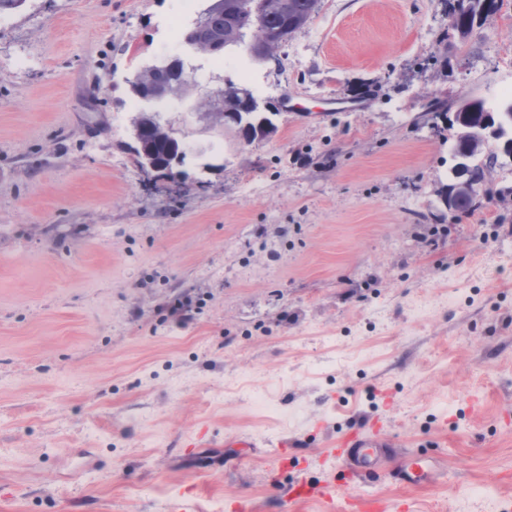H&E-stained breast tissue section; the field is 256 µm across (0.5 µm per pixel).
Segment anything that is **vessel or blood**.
Listing matches in <instances>:
<instances>
[{
    "instance_id": "vessel-or-blood-1",
    "label": "vessel or blood",
    "mask_w": 512,
    "mask_h": 512,
    "mask_svg": "<svg viewBox=\"0 0 512 512\" xmlns=\"http://www.w3.org/2000/svg\"><path fill=\"white\" fill-rule=\"evenodd\" d=\"M335 454L343 459L348 477L363 482L386 471L399 485L420 488L433 485L439 476L436 456L419 453L399 455L395 440L379 434L349 433L337 441ZM396 455L401 456V465L386 470L387 460ZM286 497L291 502L327 500L331 497V489L325 484L313 487L300 481L288 489Z\"/></svg>"
}]
</instances>
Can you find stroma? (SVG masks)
Here are the masks:
<instances>
[{
    "label": "stroma",
    "instance_id": "35a3bbf8",
    "mask_svg": "<svg viewBox=\"0 0 512 512\" xmlns=\"http://www.w3.org/2000/svg\"><path fill=\"white\" fill-rule=\"evenodd\" d=\"M206 6L0 14V512H512V157L481 208L444 203L458 97L512 83V0L464 47L444 0H320L275 63L179 44L276 129L246 142L188 99L161 115L185 163L145 173L126 80ZM375 423L439 481L342 483L331 447ZM299 479L331 501L286 502ZM226 83L230 85L229 90L225 93L226 108L239 112H249L251 110V107H253L257 102L252 91L244 84L236 83L231 79H227L224 82V86Z\"/></svg>",
    "mask_w": 512,
    "mask_h": 512
}]
</instances>
